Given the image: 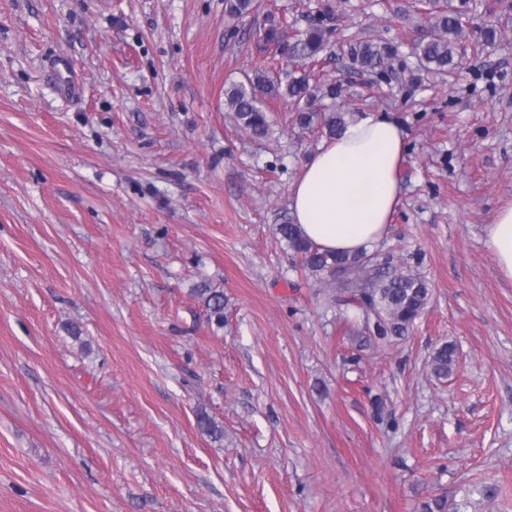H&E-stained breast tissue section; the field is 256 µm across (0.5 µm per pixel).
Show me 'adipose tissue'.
I'll use <instances>...</instances> for the list:
<instances>
[{"mask_svg": "<svg viewBox=\"0 0 512 512\" xmlns=\"http://www.w3.org/2000/svg\"><path fill=\"white\" fill-rule=\"evenodd\" d=\"M405 132L394 120L368 114L323 143L290 187V208L303 237L322 249H373L396 210ZM485 245L512 279V206L485 228Z\"/></svg>", "mask_w": 512, "mask_h": 512, "instance_id": "adipose-tissue-1", "label": "adipose tissue"}]
</instances>
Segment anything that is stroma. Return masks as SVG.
<instances>
[{
  "label": "stroma",
  "instance_id": "1",
  "mask_svg": "<svg viewBox=\"0 0 512 512\" xmlns=\"http://www.w3.org/2000/svg\"><path fill=\"white\" fill-rule=\"evenodd\" d=\"M326 4L316 79L406 133L378 249L431 293L386 344L277 232L323 136L268 98L256 140L224 103L279 74L266 13L296 31ZM453 4L458 79L381 85L342 45L416 68L415 0H263L236 21L224 0H0V512H512V280L484 243L512 206V0ZM344 53L354 70L376 74L387 80V84L406 80L403 66L396 65L399 57L394 45L352 36L346 42ZM196 294L209 310L210 317H214L217 324H221L224 321V292L203 284L196 288ZM457 352L454 345L442 344L432 355L431 366L435 376L439 378L448 377V373L452 370L456 363Z\"/></svg>",
  "mask_w": 512,
  "mask_h": 512
}]
</instances>
